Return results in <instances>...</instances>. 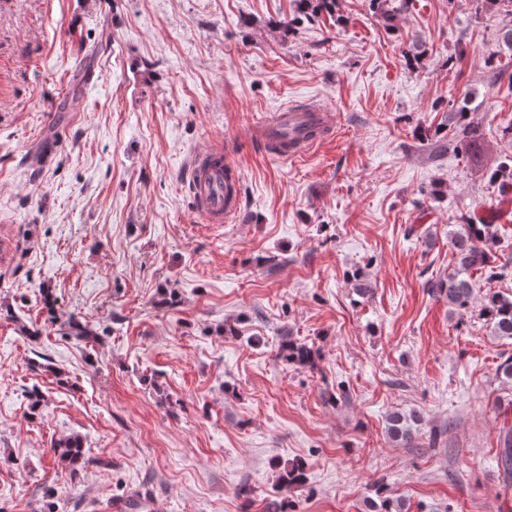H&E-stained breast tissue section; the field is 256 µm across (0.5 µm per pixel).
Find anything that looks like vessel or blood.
Segmentation results:
<instances>
[{"label":"vessel or blood","mask_w":512,"mask_h":512,"mask_svg":"<svg viewBox=\"0 0 512 512\" xmlns=\"http://www.w3.org/2000/svg\"><path fill=\"white\" fill-rule=\"evenodd\" d=\"M330 134L332 125L327 110L316 101L289 105L273 113L265 123L267 139L287 142L286 157L304 154L314 143L310 130ZM188 187L195 207L205 223L229 221L240 205V176L224 163L218 151L197 154L187 170Z\"/></svg>","instance_id":"b4317fda"}]
</instances>
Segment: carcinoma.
I'll return each instance as SVG.
<instances>
[{
	"label": "carcinoma",
	"mask_w": 512,
	"mask_h": 512,
	"mask_svg": "<svg viewBox=\"0 0 512 512\" xmlns=\"http://www.w3.org/2000/svg\"><path fill=\"white\" fill-rule=\"evenodd\" d=\"M372 9L385 19H390L394 13L405 7V2L399 6H391V0H369ZM295 12L306 17L336 16L338 0H293ZM448 121L460 123L461 141L466 145L481 138L479 127L466 123V114L450 112ZM492 182L498 184V190L503 196L512 193V158L501 163L491 175ZM492 224H475L471 220L458 225L451 233L450 242L455 255V265L448 275L427 282V287L448 300V306L459 312H467L472 308L478 309L479 315L489 319L492 334L503 339H512V295L488 290L482 296H477L472 276L481 272L486 279H502L512 276V264L496 263L495 252L491 246L493 232ZM316 351L306 343L284 340L280 345L278 357L287 363L299 366H314ZM498 417L502 418L499 429V449L497 466L503 473L506 485L512 487V400L498 406ZM419 417L414 413L395 412L388 417L387 432L390 438L405 448L416 447L415 438L419 434ZM53 451L65 466L72 467L85 463L82 440L78 436H70L53 445ZM305 476V463L296 461L286 464L280 469L279 483L283 486L298 484Z\"/></svg>",
	"instance_id": "cac0c4a2"
}]
</instances>
